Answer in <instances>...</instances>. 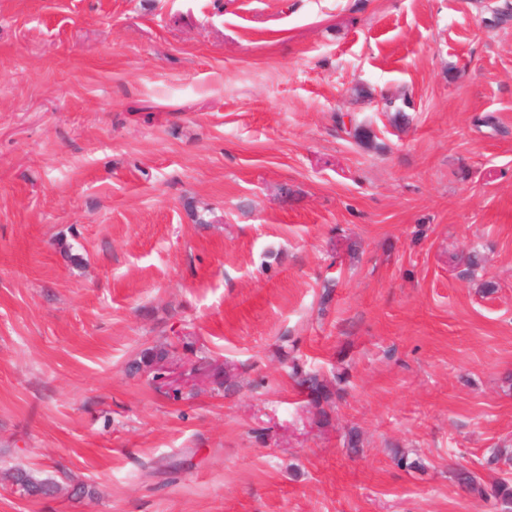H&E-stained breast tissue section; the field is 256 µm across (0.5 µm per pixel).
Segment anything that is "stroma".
I'll list each match as a JSON object with an SVG mask.
<instances>
[{
	"instance_id": "obj_1",
	"label": "stroma",
	"mask_w": 512,
	"mask_h": 512,
	"mask_svg": "<svg viewBox=\"0 0 512 512\" xmlns=\"http://www.w3.org/2000/svg\"><path fill=\"white\" fill-rule=\"evenodd\" d=\"M504 2L0 0V512H500ZM170 351L165 347H152L145 349L140 358L131 362L128 366L130 375H136L140 372H154L155 379L159 378L165 366L166 361L169 359ZM186 373L178 367L166 365L163 370V376L160 380L163 382V389H173L180 384L186 383ZM292 376L295 384L306 391L309 402L314 406L319 407L322 402H327L330 399L331 393L315 372L302 371L298 365L294 364ZM5 480L13 489L28 495L39 497L53 496L59 486L48 478H40L32 471L17 467L5 474ZM455 478L458 484L469 492L477 493L481 499L494 498L500 503L503 512L512 511V483L507 480L503 479L490 485H484L474 472L467 469L457 471Z\"/></svg>"
}]
</instances>
